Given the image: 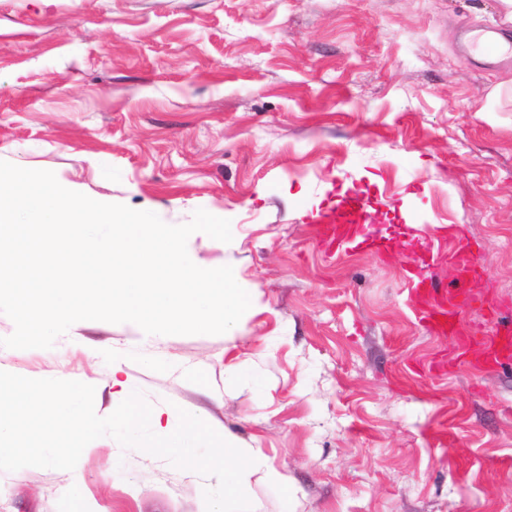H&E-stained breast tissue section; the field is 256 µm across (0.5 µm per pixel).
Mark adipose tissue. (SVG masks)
Returning <instances> with one entry per match:
<instances>
[{
	"label": "adipose tissue",
	"mask_w": 512,
	"mask_h": 512,
	"mask_svg": "<svg viewBox=\"0 0 512 512\" xmlns=\"http://www.w3.org/2000/svg\"><path fill=\"white\" fill-rule=\"evenodd\" d=\"M124 363L121 355L112 363V385L128 398L125 407L112 415V431L124 439L127 447L166 455L185 473L205 469L220 475L224 512H233L235 503L251 493L257 480L286 482V475L262 449L227 434L200 414L186 413L180 426L173 429L164 424L162 411L142 408L130 397L129 382L123 377ZM88 388V383L81 380L70 381L61 389L49 383L27 387L19 400L31 417L17 428L0 424V458L13 452L14 439L49 432L57 444L45 449L47 460L80 471L96 435L95 426L84 415ZM147 425L159 433V440L146 442L143 428Z\"/></svg>",
	"instance_id": "1"
}]
</instances>
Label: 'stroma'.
Here are the masks:
<instances>
[{
	"label": "stroma",
	"mask_w": 512,
	"mask_h": 512,
	"mask_svg": "<svg viewBox=\"0 0 512 512\" xmlns=\"http://www.w3.org/2000/svg\"><path fill=\"white\" fill-rule=\"evenodd\" d=\"M476 29L512 42L496 0H0V160L169 224L230 219L188 254L262 307L237 371L224 336L131 323L0 347V390L86 377L99 428L75 476L18 441L0 512H199L203 483L223 505L219 477L113 436L116 353L143 406L198 409L287 474L240 512H512V363L458 357L407 278L464 238L461 328L512 320V50L474 56ZM332 196L367 202L376 248L324 256Z\"/></svg>",
	"instance_id": "stroma-1"
}]
</instances>
